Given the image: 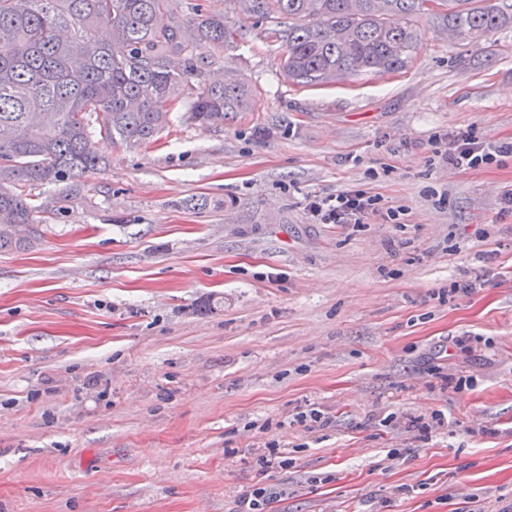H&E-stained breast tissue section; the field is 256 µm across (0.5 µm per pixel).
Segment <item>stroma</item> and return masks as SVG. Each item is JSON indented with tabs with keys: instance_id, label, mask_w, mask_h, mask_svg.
Listing matches in <instances>:
<instances>
[{
	"instance_id": "stroma-1",
	"label": "stroma",
	"mask_w": 512,
	"mask_h": 512,
	"mask_svg": "<svg viewBox=\"0 0 512 512\" xmlns=\"http://www.w3.org/2000/svg\"><path fill=\"white\" fill-rule=\"evenodd\" d=\"M417 24L406 70L302 87L245 21L222 64L248 111L100 141L81 198L30 188L40 236L0 252V512H235L257 484L268 512H512V157L436 153L512 138V28ZM357 187L398 223L311 217ZM484 231L491 282L439 301ZM272 444L288 464L260 472ZM440 154L454 168L482 170L499 166L502 158L512 157V138L486 142L475 127L467 126L448 137L444 152Z\"/></svg>"
}]
</instances>
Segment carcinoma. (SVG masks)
I'll return each instance as SVG.
<instances>
[{"mask_svg": "<svg viewBox=\"0 0 512 512\" xmlns=\"http://www.w3.org/2000/svg\"><path fill=\"white\" fill-rule=\"evenodd\" d=\"M281 43L294 85L397 73L420 50L416 19L461 40L512 26V0H230ZM111 29L103 40L98 29ZM242 26L202 0H0V251L35 239L25 188L54 184L82 196L81 178L105 163L97 141L136 150L158 140L171 115L224 124L253 89L215 77ZM30 226L19 238L14 225Z\"/></svg>", "mask_w": 512, "mask_h": 512, "instance_id": "1", "label": "carcinoma"}]
</instances>
